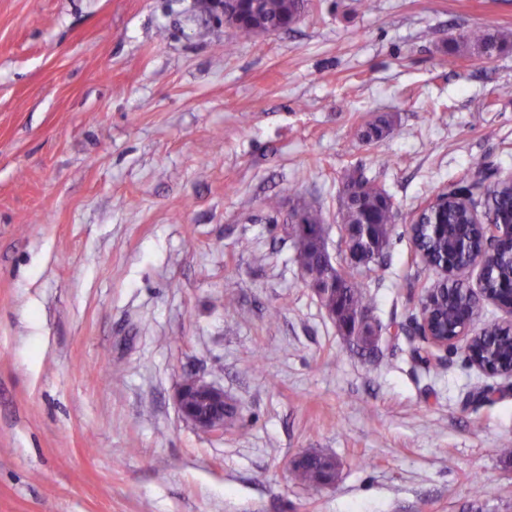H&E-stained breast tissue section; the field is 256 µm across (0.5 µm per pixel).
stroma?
<instances>
[{
    "instance_id": "1",
    "label": "stroma",
    "mask_w": 512,
    "mask_h": 512,
    "mask_svg": "<svg viewBox=\"0 0 512 512\" xmlns=\"http://www.w3.org/2000/svg\"><path fill=\"white\" fill-rule=\"evenodd\" d=\"M199 2L0 0V512H512V377L388 331L438 279L416 212L512 174V46L448 65L512 0H312L247 41ZM359 172L396 207L370 352L282 230L316 205L343 264ZM191 375L235 403L223 437L182 419ZM311 450L332 486L293 481ZM392 125L393 119L388 115H381L373 121L365 123L361 141L367 145L379 141L392 128Z\"/></svg>"
}]
</instances>
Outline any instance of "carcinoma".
I'll return each instance as SVG.
<instances>
[{"instance_id":"cac0c4a2","label":"carcinoma","mask_w":512,"mask_h":512,"mask_svg":"<svg viewBox=\"0 0 512 512\" xmlns=\"http://www.w3.org/2000/svg\"><path fill=\"white\" fill-rule=\"evenodd\" d=\"M308 0H259V12L265 22L274 31L301 17L307 8ZM462 39L477 47L482 54L490 57L493 52L502 46L512 43V32L504 31L497 35H488L479 29H472L462 36ZM393 125L392 117L381 115L365 123L361 134V141L367 145L379 141ZM358 188V195L352 204L340 213L341 223L361 224L367 222L374 225L373 234L376 243L380 244L378 256L364 266L343 275L336 274L341 287L336 289L334 307L336 308V322L351 323L359 313L368 309L369 302L366 293L365 277L382 266L385 250L396 230V213L394 202L382 189L370 180L359 176H351L345 184V189ZM507 193L505 188H492L487 190L484 197V208L487 216L498 217L507 209ZM301 221L310 230H323L321 214L318 208L311 204H300ZM294 247L293 262L304 272L319 269L316 253L310 245L299 239L292 240ZM512 274V252L505 250L490 262L485 275V288L495 292L502 281ZM469 285L461 279L448 281V335H455L461 327L463 309L469 301ZM482 346L479 354L487 358L497 352L509 355L512 351V336L507 329L497 322H487L479 329ZM293 479L302 485L316 486L320 483L322 467L320 456L306 459L292 469Z\"/></svg>"}]
</instances>
